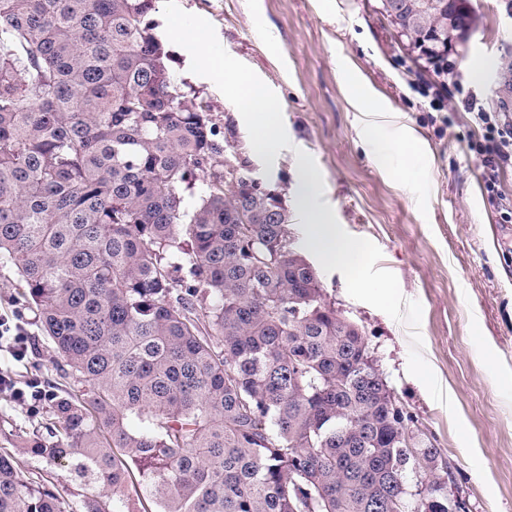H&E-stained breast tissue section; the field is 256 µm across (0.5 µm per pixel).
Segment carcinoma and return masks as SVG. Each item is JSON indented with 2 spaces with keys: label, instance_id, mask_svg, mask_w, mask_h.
<instances>
[{
  "label": "carcinoma",
  "instance_id": "1",
  "mask_svg": "<svg viewBox=\"0 0 512 512\" xmlns=\"http://www.w3.org/2000/svg\"><path fill=\"white\" fill-rule=\"evenodd\" d=\"M406 38L461 25L448 0ZM156 0H0V259L82 385L16 431L82 512H448L281 196L169 69ZM416 482H410V477ZM0 512H68L0 453ZM54 484L62 497L68 502L71 512H80V497L77 495V481L68 466H57L53 470Z\"/></svg>",
  "mask_w": 512,
  "mask_h": 512
}]
</instances>
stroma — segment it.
<instances>
[{"instance_id": "stroma-1", "label": "stroma", "mask_w": 512, "mask_h": 512, "mask_svg": "<svg viewBox=\"0 0 512 512\" xmlns=\"http://www.w3.org/2000/svg\"><path fill=\"white\" fill-rule=\"evenodd\" d=\"M474 32L449 54L451 74L416 59L377 9V0H177L185 12L214 27L224 49L249 66L279 98L290 147L260 159L239 111L208 78L190 70L187 50L170 45V70L206 102L215 122L248 159L252 172L278 192L311 254L300 212L297 151L316 161L325 184L319 208H333L351 235L376 244L381 269L395 274L402 295L419 301L421 354L453 402H435L408 372L411 330L371 305L355 300L340 272L321 273L328 300L363 330L389 386L412 416L425 443L439 448L449 466L448 487L466 512H512V223L482 188V167L468 149L481 136L459 100L464 85L487 110L501 64L512 57V12L504 0H472ZM492 60L480 82L468 65ZM358 80L382 106L364 113L353 107L348 80ZM438 87L452 106V123L438 129L418 89ZM378 123L387 142L419 141L421 169L409 170L404 155L370 141L365 129ZM15 270L0 263V313L25 325L31 344L14 372L58 391L62 359L43 336L19 294ZM53 404L15 405L0 394V418L24 432L44 430ZM467 429L478 463H471L454 423Z\"/></svg>"}]
</instances>
